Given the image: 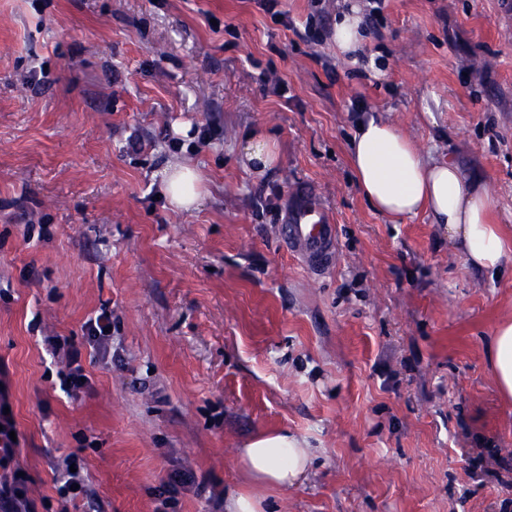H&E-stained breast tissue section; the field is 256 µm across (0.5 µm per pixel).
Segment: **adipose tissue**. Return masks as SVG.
<instances>
[{
    "mask_svg": "<svg viewBox=\"0 0 512 512\" xmlns=\"http://www.w3.org/2000/svg\"><path fill=\"white\" fill-rule=\"evenodd\" d=\"M368 41L366 17L350 5L336 18L333 42L337 55L359 63ZM356 188L375 212L400 222L427 212L466 256L469 266L495 276L512 267L508 249L489 212L488 182L467 174L452 161L437 162L393 122L374 113L356 116L350 139ZM240 159L262 175L279 160L276 141L255 130L247 134ZM160 188L169 205L179 211L196 208L202 201V178L183 162L167 164L158 173ZM491 361L499 396L512 397V321H502L493 333ZM239 458L253 483L288 488L306 482L312 457L299 440L281 432L248 442Z\"/></svg>",
    "mask_w": 512,
    "mask_h": 512,
    "instance_id": "ef3b65f1",
    "label": "adipose tissue"
}]
</instances>
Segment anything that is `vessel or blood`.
I'll use <instances>...</instances> for the list:
<instances>
[{
	"label": "vessel or blood",
	"instance_id": "obj_1",
	"mask_svg": "<svg viewBox=\"0 0 512 512\" xmlns=\"http://www.w3.org/2000/svg\"><path fill=\"white\" fill-rule=\"evenodd\" d=\"M282 240L304 266L321 269L338 254L336 226L328 211L311 194L300 193L289 205L281 226Z\"/></svg>",
	"mask_w": 512,
	"mask_h": 512
}]
</instances>
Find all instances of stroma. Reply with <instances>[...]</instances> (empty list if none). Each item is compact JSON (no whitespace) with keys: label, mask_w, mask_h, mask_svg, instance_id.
<instances>
[{"label":"stroma","mask_w":512,"mask_h":512,"mask_svg":"<svg viewBox=\"0 0 512 512\" xmlns=\"http://www.w3.org/2000/svg\"><path fill=\"white\" fill-rule=\"evenodd\" d=\"M353 3L377 12L372 68L329 41ZM282 8L286 26L258 0H0V363L39 512H224L231 492L265 512H512L490 358L512 272L471 270L427 215L376 213L349 157L359 101L485 176L512 248V0ZM184 125L210 140L171 150ZM258 127L281 159L261 177L239 162ZM170 161L201 172L198 209L159 199ZM300 190L337 224L314 272L280 236ZM56 336L83 347L73 396ZM280 431L309 480L251 483L239 448ZM72 456L91 491L74 501Z\"/></svg>","instance_id":"stroma-1"}]
</instances>
